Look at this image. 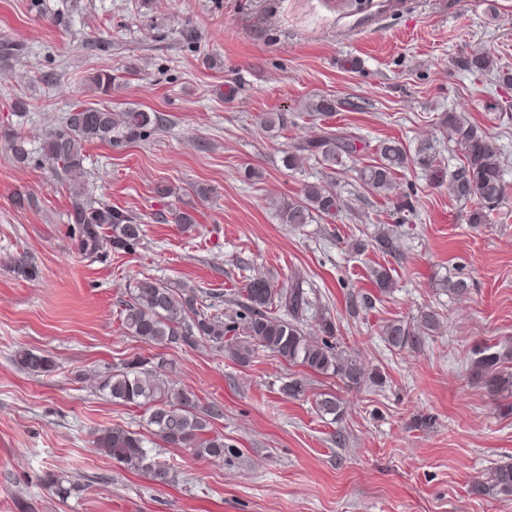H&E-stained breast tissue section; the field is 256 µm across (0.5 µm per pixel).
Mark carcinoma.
Returning a JSON list of instances; mask_svg holds the SVG:
<instances>
[{"mask_svg":"<svg viewBox=\"0 0 512 512\" xmlns=\"http://www.w3.org/2000/svg\"><path fill=\"white\" fill-rule=\"evenodd\" d=\"M462 66L469 72L493 77V83L512 90V69L501 65L486 51H475L464 58ZM311 117H326L336 112V100L319 96L305 105ZM165 123L157 112L139 107L113 108L75 103L60 124L46 132L38 165L60 170L69 181V235L79 251L93 256L112 251L130 254L142 245L143 229L139 218L123 208L94 199L88 192L86 146L99 142L110 147L143 141L159 131ZM260 124L269 132L288 127L285 112H265ZM440 125L448 132V142L460 151L459 162L451 169L442 166L434 140L422 139L415 150L407 151L399 140L388 138L376 148V159L358 170V178L370 191L390 200L399 213L414 209L413 192L397 191V176L413 166L422 169L433 183L448 186V197L471 204L467 223L478 227L494 223L504 207L507 188L504 160L493 138L465 112H450ZM361 139L348 132L323 129L313 137L293 142L283 158L288 170H297L305 160L321 161L329 170L346 169L362 151ZM8 149L16 163L32 161L25 138L14 134ZM272 209L283 224L301 226L318 219L332 224L344 211V203L333 182L317 179L302 184L298 196L271 201ZM373 248L382 254L395 250L394 230L380 226L369 241L351 243L355 252ZM373 287L381 295L395 288L389 270L380 266L371 271ZM439 287L456 297L469 293L464 278H443ZM237 310L226 318L206 305L193 290L145 278L132 288L122 310L127 333L146 344L169 348L197 347L207 344L224 352L245 366L260 351H268L290 364L315 375L338 377L348 386L358 387L375 381L362 359L348 354L336 341V321L328 312L319 311L317 303L299 280L288 287H277L263 277L245 280ZM319 312V334L307 330V315ZM442 327L433 310L422 313L415 323L392 320L382 326L380 336L397 349L420 343L421 332L435 333ZM17 365L27 374L43 376L54 369L51 357L20 349ZM166 359L158 354L135 355L120 365L97 375V391L111 401L140 408L147 415L152 434L167 446L188 449L203 459H221L237 449L224 443V436L210 431L212 420L221 416L220 407H203L195 392L185 389L165 372ZM472 379L496 393L512 392V339L508 338L480 348L470 359ZM323 415L341 412L339 400L323 394L317 402ZM95 448L127 467L142 471L161 483L169 481V468L151 454L144 438L123 427L103 429L93 440ZM477 495L499 493L512 495V462L490 470L486 477L472 484Z\"/></svg>","mask_w":512,"mask_h":512,"instance_id":"carcinoma-1","label":"carcinoma"}]
</instances>
